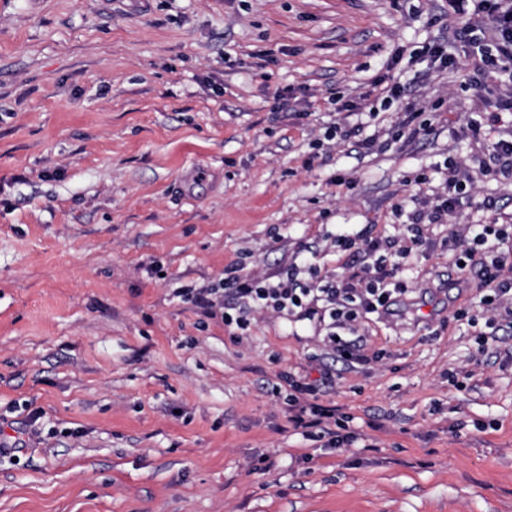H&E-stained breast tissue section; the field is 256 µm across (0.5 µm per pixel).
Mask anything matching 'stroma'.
Listing matches in <instances>:
<instances>
[{
	"mask_svg": "<svg viewBox=\"0 0 512 512\" xmlns=\"http://www.w3.org/2000/svg\"><path fill=\"white\" fill-rule=\"evenodd\" d=\"M447 10L0 0V442L24 443L0 512H512V329L479 344L456 317L479 313L475 281L439 247L512 224V180L424 227L414 293L359 329L371 363L269 310L238 335L185 294L306 246L342 274L333 237L404 234L448 161L476 169L461 128L483 94ZM376 81L404 97L364 108ZM416 112L430 130L393 140ZM344 121L362 137H331ZM285 372L351 442L294 430Z\"/></svg>",
	"mask_w": 512,
	"mask_h": 512,
	"instance_id": "obj_1",
	"label": "stroma"
}]
</instances>
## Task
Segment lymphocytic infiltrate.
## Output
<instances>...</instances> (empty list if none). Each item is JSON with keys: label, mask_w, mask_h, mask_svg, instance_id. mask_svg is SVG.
<instances>
[{"label": "lymphocytic infiltrate", "mask_w": 512, "mask_h": 512, "mask_svg": "<svg viewBox=\"0 0 512 512\" xmlns=\"http://www.w3.org/2000/svg\"><path fill=\"white\" fill-rule=\"evenodd\" d=\"M448 16L455 21V40L476 49L468 83L481 87L506 79V94L494 111L485 113L483 122L467 124L472 136L483 127L496 126L504 114L512 112V0H448ZM512 179V138L493 142L477 172L451 164L446 168L444 190L435 194L428 210L415 212L413 224L443 223L463 200L471 198L476 176ZM422 235L410 238H373L342 235L333 242L336 251L364 256L363 265L341 276L327 275L311 261L289 263L262 277L229 269L224 284L236 306L256 308L324 325L327 346L347 361L368 362L365 346L357 339L358 326L370 316L384 317L396 297L410 293L402 273L425 245ZM460 263L461 273L474 275L480 306L486 320L471 316L470 327L483 339H496L502 326L512 327V226L489 222L480 225L473 236L453 234L442 242ZM192 302L208 315H222L225 325L247 331L243 317L225 312L220 288L209 286L189 291ZM288 420L294 427L319 429L331 445L344 442L343 417L336 408L314 403L310 389L289 379Z\"/></svg>", "instance_id": "lymphocytic-infiltrate-1"}]
</instances>
